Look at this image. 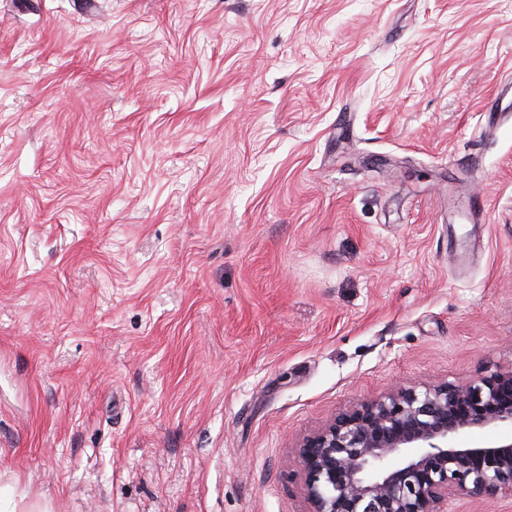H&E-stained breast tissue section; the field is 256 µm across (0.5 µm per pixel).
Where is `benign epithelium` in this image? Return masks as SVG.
Returning a JSON list of instances; mask_svg holds the SVG:
<instances>
[{
    "label": "benign epithelium",
    "instance_id": "1",
    "mask_svg": "<svg viewBox=\"0 0 512 512\" xmlns=\"http://www.w3.org/2000/svg\"><path fill=\"white\" fill-rule=\"evenodd\" d=\"M487 428L512 429V367L395 385L303 436L288 465L302 480L306 512H448L461 496L512 500V440L455 445Z\"/></svg>",
    "mask_w": 512,
    "mask_h": 512
}]
</instances>
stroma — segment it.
I'll use <instances>...</instances> for the list:
<instances>
[{"label": "stroma", "instance_id": "35a3bbf8", "mask_svg": "<svg viewBox=\"0 0 512 512\" xmlns=\"http://www.w3.org/2000/svg\"><path fill=\"white\" fill-rule=\"evenodd\" d=\"M509 73L512 0H0V512H304L512 366Z\"/></svg>", "mask_w": 512, "mask_h": 512}]
</instances>
